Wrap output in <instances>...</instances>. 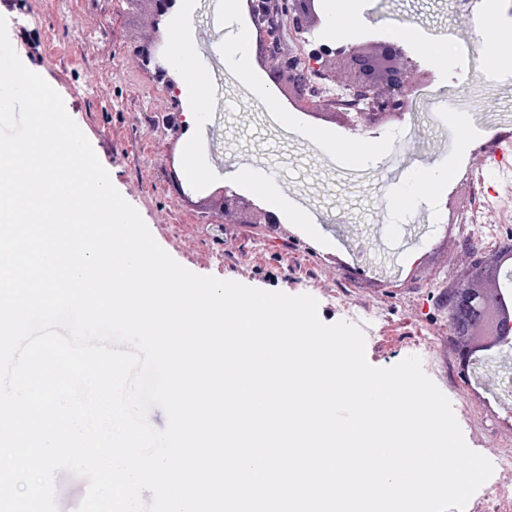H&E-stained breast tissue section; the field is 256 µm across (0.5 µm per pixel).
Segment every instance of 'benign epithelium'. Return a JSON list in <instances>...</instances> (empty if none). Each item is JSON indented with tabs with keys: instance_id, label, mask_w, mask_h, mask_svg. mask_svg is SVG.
Masks as SVG:
<instances>
[{
	"instance_id": "obj_1",
	"label": "benign epithelium",
	"mask_w": 512,
	"mask_h": 512,
	"mask_svg": "<svg viewBox=\"0 0 512 512\" xmlns=\"http://www.w3.org/2000/svg\"><path fill=\"white\" fill-rule=\"evenodd\" d=\"M248 4L253 26L263 32L258 40V52L268 69V77L279 89L284 86L283 75L292 77L296 106L316 116H337L353 132L403 115L410 93L405 79L408 61L398 45L379 41L368 52L363 46L308 39L305 34L325 21L321 0H248ZM285 28L290 35L288 40L283 35ZM162 47L163 41L155 39L139 54V59L144 65H153L155 72L165 77L168 70L162 61ZM333 62L350 74L346 88L356 102L363 104V110L351 113L324 94L325 86L338 82L336 69L331 66ZM221 197L226 210H250L252 224L279 223L275 213L253 207L234 191L226 188ZM470 266L475 270L473 276L448 297V316L455 336L462 335L468 327H482L491 313L499 310L503 295L500 290L487 287L490 277L497 273H489L481 258L471 255ZM494 327L496 339L484 340L463 351V362H469L474 354L489 358L500 347L512 343V313L500 310Z\"/></svg>"
}]
</instances>
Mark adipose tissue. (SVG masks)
I'll use <instances>...</instances> for the list:
<instances>
[{"mask_svg": "<svg viewBox=\"0 0 512 512\" xmlns=\"http://www.w3.org/2000/svg\"><path fill=\"white\" fill-rule=\"evenodd\" d=\"M193 14L190 10H181L169 23L166 34L171 44V65L177 72L184 98L191 110H199L201 103L208 96V87L197 74L199 65L194 55L187 50L193 33ZM252 33L236 35L231 44L224 47V63L246 82L252 83L255 91L267 103L269 108H276L277 102L273 87L265 80L255 78L250 67L249 47Z\"/></svg>", "mask_w": 512, "mask_h": 512, "instance_id": "obj_1", "label": "adipose tissue"}]
</instances>
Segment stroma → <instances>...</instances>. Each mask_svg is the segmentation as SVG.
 <instances>
[{
	"label": "stroma",
	"instance_id": "obj_1",
	"mask_svg": "<svg viewBox=\"0 0 512 512\" xmlns=\"http://www.w3.org/2000/svg\"><path fill=\"white\" fill-rule=\"evenodd\" d=\"M215 2H189L190 49L213 69V94L193 126L184 112H172L174 93L153 67L127 65L153 34L151 0H29L25 12H7L6 19L22 62L62 96L114 186L174 260L199 275L312 295L327 324L345 320L340 303L352 301L363 313L357 324L366 359L378 368L417 354L420 337H437L425 373L452 397L471 449L499 445L512 436V346L462 365L446 304L466 276L470 252L499 255V248L480 247L486 225H512V177H494L486 165L492 144L512 140V77L491 76L482 49L472 45L484 0H360L346 43L409 26L414 36L401 44L413 62L408 79L446 99L450 110L433 111L414 97L401 120L357 132L307 122L297 107L292 126L275 122L251 85L213 65L236 29L218 17ZM440 39L459 52L457 62L422 52L423 43ZM452 112L465 116L466 128L449 122ZM188 131L209 174L201 189L184 173ZM360 141L392 143L395 153L417 155L421 166L451 156L462 163L446 187L395 211L388 198L397 186L383 159L353 171L332 162L333 152ZM226 159L251 161L272 176L283 202L316 218L321 238L286 222L270 232L249 223L246 212H224L219 191L232 186ZM404 229L414 237L405 250L397 243Z\"/></svg>",
	"mask_w": 512,
	"mask_h": 512
}]
</instances>
